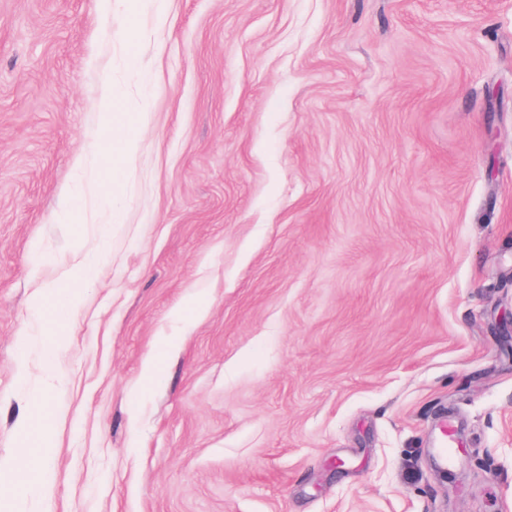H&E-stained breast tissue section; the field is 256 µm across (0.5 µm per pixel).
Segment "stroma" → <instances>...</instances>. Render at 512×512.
I'll return each instance as SVG.
<instances>
[{"label": "stroma", "instance_id": "obj_1", "mask_svg": "<svg viewBox=\"0 0 512 512\" xmlns=\"http://www.w3.org/2000/svg\"><path fill=\"white\" fill-rule=\"evenodd\" d=\"M162 3L0 0V512H512V0ZM95 265L96 259L86 254L83 257L75 259L74 262L65 268L63 278L72 282H88L94 272Z\"/></svg>", "mask_w": 512, "mask_h": 512}]
</instances>
